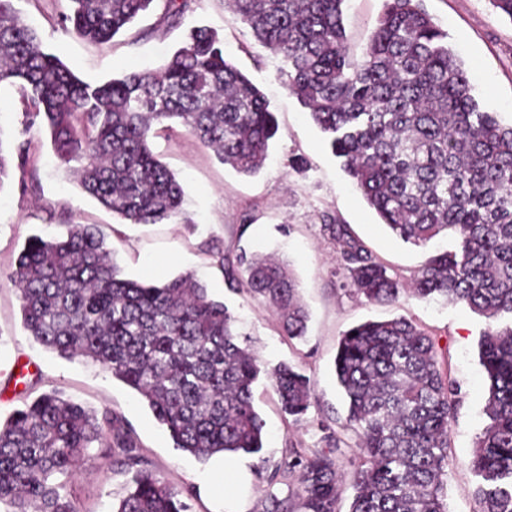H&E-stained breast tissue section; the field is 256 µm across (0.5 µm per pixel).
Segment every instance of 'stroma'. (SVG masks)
Returning <instances> with one entry per match:
<instances>
[{
	"label": "stroma",
	"mask_w": 512,
	"mask_h": 512,
	"mask_svg": "<svg viewBox=\"0 0 512 512\" xmlns=\"http://www.w3.org/2000/svg\"><path fill=\"white\" fill-rule=\"evenodd\" d=\"M426 11L448 34V44L467 69L480 105L512 122V19L492 0H423ZM22 18L35 28L46 47L85 81L97 83L131 67L154 69L178 48L187 27L206 25L224 39L226 57L249 76L266 96L278 131L265 168L253 176L238 174L183 130L152 140V148L180 182L183 218L162 224H127L81 188L74 168L54 155L48 134L26 129L18 89L0 86V139L31 142L33 162L14 172L0 190V421L23 400L50 389L102 413L111 411L138 446L149 468L181 490L188 512H263L265 475L278 471L275 486L287 494L284 475L290 450L322 447L334 434L354 444L343 430L347 406L336 381L334 358L349 328L368 321L404 316L435 341L439 361L458 388L459 404L448 432L444 492L448 512H477L476 477L470 460L487 418V383L479 362L478 341L488 319L464 304L442 299L401 297L375 304L343 287L334 248L322 231L324 217L350 225L373 256L391 274L410 279L428 260L432 247H417L393 237L351 185L339 160L308 112L278 78L279 56L263 47L249 27L233 14L227 0H196L183 25L167 23L162 7L139 17L108 44L95 45L67 29L62 17L68 0H16ZM383 0H345L344 26L350 56H361L373 34ZM71 224H94L104 234L123 277L163 281L194 272L210 294L238 319L237 328L265 367L287 362L311 380L314 399L301 422L278 408L267 381L255 389V406L266 421L260 454L241 455L242 479L232 495L200 490L205 476L222 456L200 460L174 447L166 431L137 393L89 360H67L44 350L23 327L20 300L7 274L26 239L62 235ZM229 258L240 253H280L300 284L308 314L304 338L283 335L278 317L259 299L227 288L213 264L209 246ZM65 485L80 512H112L131 487L132 473L110 464L103 448Z\"/></svg>",
	"instance_id": "35a3bbf8"
}]
</instances>
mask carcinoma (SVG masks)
Segmentation results:
<instances>
[{
	"mask_svg": "<svg viewBox=\"0 0 512 512\" xmlns=\"http://www.w3.org/2000/svg\"><path fill=\"white\" fill-rule=\"evenodd\" d=\"M0 0V85L19 83L26 125L45 128L63 164L78 163L86 194L129 224L182 215L183 189L151 148L178 125L218 161L252 176L277 133L259 87L224 57L212 29L191 26L155 70L130 68L93 84L43 43L14 6ZM79 37L110 42L156 0H69ZM345 0H229L255 39L280 56L279 77L326 135L332 153L382 224L425 246L453 233L405 285L345 224H323L346 284L370 302L409 293L441 297L495 319L481 336L485 415L471 468L479 512H512V124L481 109L468 71L423 0H384L362 57L346 48ZM189 0H166L179 23ZM30 143L0 139V190L25 171ZM232 290L262 299L290 338L306 335L308 314L284 261L216 253ZM25 330L65 359L99 363L137 392L174 446L198 458L258 454L265 421L254 403L264 375L284 415L298 423L312 404L310 379L288 363L262 370L238 341L236 319L186 273L139 282L121 270L94 224L58 238L30 237L9 275ZM335 373L358 433L349 512H448L444 467L457 388L433 339L406 317L367 321L339 341ZM288 461L295 490L268 492L264 512H340L341 439ZM133 471L113 512H187L181 492L147 467L132 438L106 411L97 417L52 390L0 422V505L5 512H78L65 485L93 444Z\"/></svg>",
	"mask_w": 512,
	"mask_h": 512,
	"instance_id": "1",
	"label": "carcinoma"
}]
</instances>
